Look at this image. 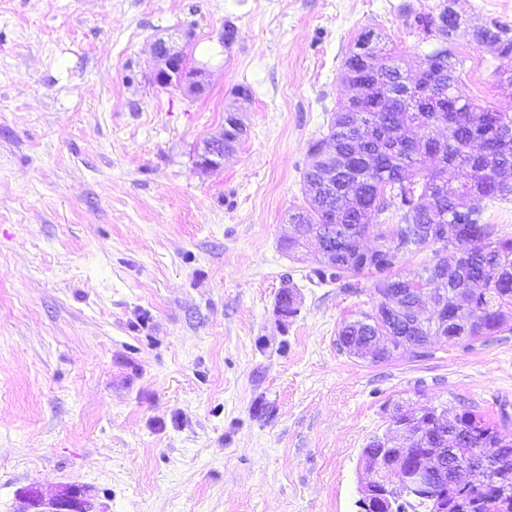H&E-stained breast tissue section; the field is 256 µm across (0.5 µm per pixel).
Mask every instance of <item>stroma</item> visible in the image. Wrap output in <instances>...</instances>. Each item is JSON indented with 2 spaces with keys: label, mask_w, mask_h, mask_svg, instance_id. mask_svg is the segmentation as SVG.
<instances>
[{
  "label": "stroma",
  "mask_w": 512,
  "mask_h": 512,
  "mask_svg": "<svg viewBox=\"0 0 512 512\" xmlns=\"http://www.w3.org/2000/svg\"><path fill=\"white\" fill-rule=\"evenodd\" d=\"M436 2L0 0V512L70 485L93 512H357L361 450L396 406L512 414V334L355 358L337 333L373 288L308 281L315 238L281 248L349 47L371 29L421 67L404 11ZM455 8L460 88L512 113V57L470 33L512 29V0ZM159 38L203 92L154 82ZM235 108L245 138L197 168Z\"/></svg>",
  "instance_id": "obj_1"
}]
</instances>
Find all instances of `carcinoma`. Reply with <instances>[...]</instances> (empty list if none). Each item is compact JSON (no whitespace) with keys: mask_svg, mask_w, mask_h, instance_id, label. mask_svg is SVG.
Wrapping results in <instances>:
<instances>
[{"mask_svg":"<svg viewBox=\"0 0 512 512\" xmlns=\"http://www.w3.org/2000/svg\"><path fill=\"white\" fill-rule=\"evenodd\" d=\"M455 0H439L426 14L405 13L406 25L434 41L425 66L412 71L385 48L376 34L374 52L360 49L359 34L342 64V81L358 88L331 113L327 134L310 146L313 162L304 174V204L292 208L289 223L306 234L339 243L336 253L318 254L311 270L320 283L348 292L359 278L372 281L379 303L372 312L344 324L338 342L387 336L389 346L425 343L430 336L459 342L487 341L512 333V237L488 222V202H512V114L475 104L459 89L463 64L451 47L461 25ZM472 38L500 56L512 55V38L497 25L477 28ZM245 133L233 113L224 118V145L240 143ZM336 163V182L322 183L321 169ZM394 212L397 224L379 221ZM445 226L448 239L431 266L412 277L401 274L403 261L433 246L428 229ZM371 235L380 248L365 258L358 240ZM448 304V320L432 327L420 318L423 293ZM427 439L382 449L373 438L362 455L385 451L394 464L410 467L438 448L471 459L474 449L512 442V418L491 421L469 405L439 417L437 405L415 403ZM448 512H512V478L494 487L473 482L448 489ZM385 512H432L433 503L417 494L408 506L393 502Z\"/></svg>","mask_w":512,"mask_h":512,"instance_id":"1","label":"carcinoma"}]
</instances>
